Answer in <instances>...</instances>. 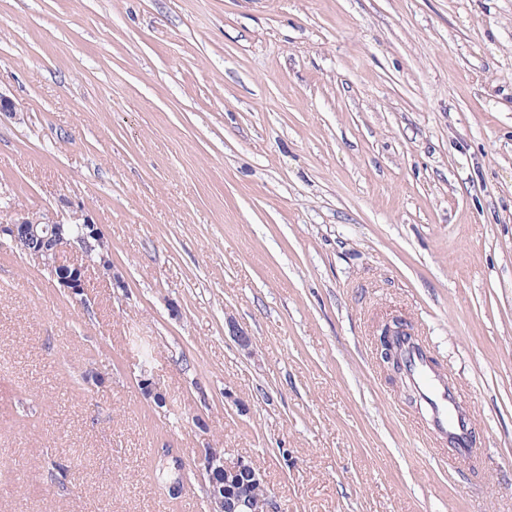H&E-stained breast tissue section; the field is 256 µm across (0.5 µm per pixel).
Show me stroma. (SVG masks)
Masks as SVG:
<instances>
[{
	"label": "stroma",
	"mask_w": 512,
	"mask_h": 512,
	"mask_svg": "<svg viewBox=\"0 0 512 512\" xmlns=\"http://www.w3.org/2000/svg\"><path fill=\"white\" fill-rule=\"evenodd\" d=\"M0 92V223L92 220L124 282L0 244V512H209L208 442L281 512H512V0H0ZM394 316L476 469L379 362ZM399 345L403 367L425 409L427 425L447 436L453 446L454 458L450 465L473 467L477 458L472 435L473 414L460 405L458 395L433 373L427 353L416 340L401 338Z\"/></svg>",
	"instance_id": "35a3bbf8"
}]
</instances>
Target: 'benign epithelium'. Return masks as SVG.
<instances>
[{"label":"benign epithelium","mask_w":512,"mask_h":512,"mask_svg":"<svg viewBox=\"0 0 512 512\" xmlns=\"http://www.w3.org/2000/svg\"><path fill=\"white\" fill-rule=\"evenodd\" d=\"M0 238L20 253L41 264L71 297H83L87 288L88 272L95 271L116 284H122L112 269L107 240L100 225L86 219L78 224V232L70 231L69 224L52 215L21 214L0 224ZM229 336L238 346L248 349L253 339L233 319L227 320ZM406 332L404 323L393 318L382 327L380 358L394 372L402 371L398 338ZM142 394L159 406L167 404V396L160 385L148 374L139 380ZM198 463L207 477L206 495L210 512H278L275 500L269 495L259 496L251 491L229 494V484L238 477H249V483L260 487L263 474L251 461L244 458L227 460L206 444L198 452Z\"/></svg>","instance_id":"7a95c632"}]
</instances>
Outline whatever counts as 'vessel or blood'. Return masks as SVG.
<instances>
[{"instance_id":"1","label":"vessel or blood","mask_w":512,"mask_h":512,"mask_svg":"<svg viewBox=\"0 0 512 512\" xmlns=\"http://www.w3.org/2000/svg\"><path fill=\"white\" fill-rule=\"evenodd\" d=\"M399 345L403 367L425 409L427 425L447 436L454 449L453 466H474L477 452L472 435V413L460 405L457 394L433 373L427 353L416 340L403 338Z\"/></svg>"}]
</instances>
